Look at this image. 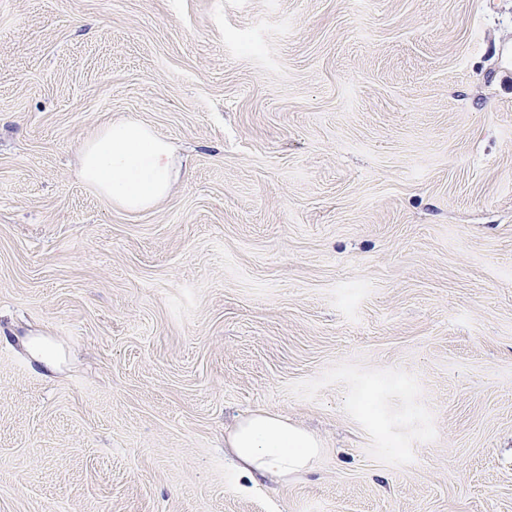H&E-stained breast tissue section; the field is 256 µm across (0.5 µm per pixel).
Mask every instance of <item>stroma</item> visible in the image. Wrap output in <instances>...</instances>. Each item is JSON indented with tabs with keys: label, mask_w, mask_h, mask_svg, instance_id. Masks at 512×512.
Instances as JSON below:
<instances>
[{
	"label": "stroma",
	"mask_w": 512,
	"mask_h": 512,
	"mask_svg": "<svg viewBox=\"0 0 512 512\" xmlns=\"http://www.w3.org/2000/svg\"><path fill=\"white\" fill-rule=\"evenodd\" d=\"M509 42L512 0H0V512H512ZM122 119L176 148L142 212L76 175ZM258 409L312 470H233Z\"/></svg>",
	"instance_id": "1"
}]
</instances>
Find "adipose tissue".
Masks as SVG:
<instances>
[{
	"instance_id": "1",
	"label": "adipose tissue",
	"mask_w": 512,
	"mask_h": 512,
	"mask_svg": "<svg viewBox=\"0 0 512 512\" xmlns=\"http://www.w3.org/2000/svg\"><path fill=\"white\" fill-rule=\"evenodd\" d=\"M174 147L146 124L108 123L80 150L79 176L97 194L129 211L151 208L168 194ZM235 467L251 479L288 477L311 470L316 438L264 410L242 419L224 437Z\"/></svg>"
}]
</instances>
